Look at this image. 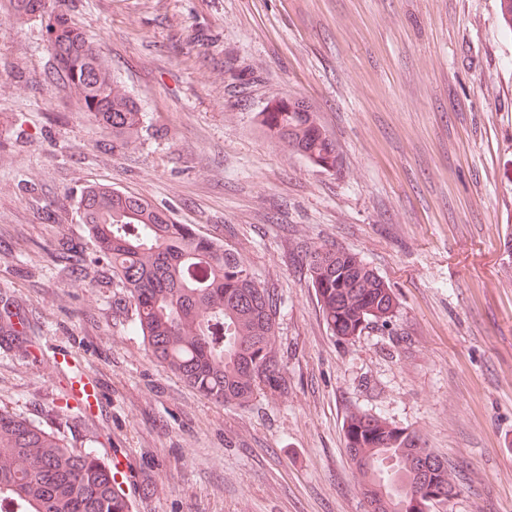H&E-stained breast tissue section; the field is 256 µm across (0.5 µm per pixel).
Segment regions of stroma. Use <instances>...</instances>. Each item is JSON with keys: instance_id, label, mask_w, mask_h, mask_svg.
I'll return each mask as SVG.
<instances>
[{"instance_id": "1", "label": "stroma", "mask_w": 512, "mask_h": 512, "mask_svg": "<svg viewBox=\"0 0 512 512\" xmlns=\"http://www.w3.org/2000/svg\"><path fill=\"white\" fill-rule=\"evenodd\" d=\"M146 114L116 147L54 79L47 21L0 0V249L39 352L0 348V408L119 458L131 512H366L344 424L369 412L447 460L439 512H512V34L498 0H58ZM306 101L340 165L312 167L259 116ZM100 183L223 241L277 303L285 384L210 401L157 363L112 287L62 282ZM356 253L398 311L342 340L304 256ZM90 411L55 416L76 377Z\"/></svg>"}]
</instances>
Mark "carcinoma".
Listing matches in <instances>:
<instances>
[{
	"label": "carcinoma",
	"instance_id": "obj_1",
	"mask_svg": "<svg viewBox=\"0 0 512 512\" xmlns=\"http://www.w3.org/2000/svg\"><path fill=\"white\" fill-rule=\"evenodd\" d=\"M10 7L19 19L49 17L57 74L88 116L112 130L113 138L135 143L144 112L67 14L50 0H10ZM261 123L313 167L339 166L336 141L303 100L271 99ZM78 209L87 241L57 238L45 248L61 280L98 288V268L108 271L133 310L131 330L150 356L209 400L242 406L261 391L282 387L273 348L276 301L224 243L116 189L87 187ZM304 263L333 335L345 339L372 323L392 322V288L356 254L315 248ZM14 306L12 296L0 291V340L29 357L34 345L15 329ZM345 448L366 512H424L426 498L443 504L456 494L448 464L415 433L380 416H351ZM0 512H131V505L93 443L72 446L0 408Z\"/></svg>",
	"mask_w": 512,
	"mask_h": 512
}]
</instances>
